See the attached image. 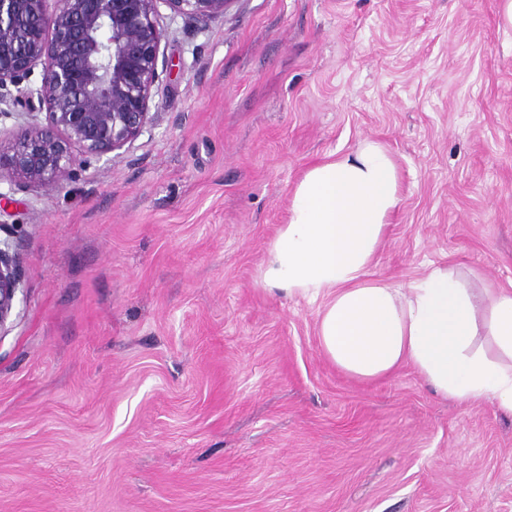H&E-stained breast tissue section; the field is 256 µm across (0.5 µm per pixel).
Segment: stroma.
<instances>
[{
	"label": "stroma",
	"instance_id": "obj_1",
	"mask_svg": "<svg viewBox=\"0 0 512 512\" xmlns=\"http://www.w3.org/2000/svg\"><path fill=\"white\" fill-rule=\"evenodd\" d=\"M159 119L55 189L0 184L24 289L0 337V512H512V414L411 365L361 380L257 273L314 164L380 142L369 275L512 291L499 0L158 6Z\"/></svg>",
	"mask_w": 512,
	"mask_h": 512
}]
</instances>
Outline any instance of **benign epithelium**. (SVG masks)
<instances>
[{
	"instance_id": "1",
	"label": "benign epithelium",
	"mask_w": 512,
	"mask_h": 512,
	"mask_svg": "<svg viewBox=\"0 0 512 512\" xmlns=\"http://www.w3.org/2000/svg\"><path fill=\"white\" fill-rule=\"evenodd\" d=\"M163 2L197 26L231 0H0V105L11 90L45 118L0 147V182L56 188L92 159L128 148L155 122ZM41 83L26 85L36 68ZM0 337L23 289L19 224H0Z\"/></svg>"
}]
</instances>
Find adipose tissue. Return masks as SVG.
<instances>
[{
    "label": "adipose tissue",
    "instance_id": "ef3b65f1",
    "mask_svg": "<svg viewBox=\"0 0 512 512\" xmlns=\"http://www.w3.org/2000/svg\"><path fill=\"white\" fill-rule=\"evenodd\" d=\"M398 203L395 165L377 142L315 164L268 245L259 284L321 300L320 346L344 372L377 379L409 363L443 397L491 399L512 413V291L488 294V333L503 353L492 359L475 346L474 298L448 268L405 285L369 279Z\"/></svg>",
    "mask_w": 512,
    "mask_h": 512
}]
</instances>
